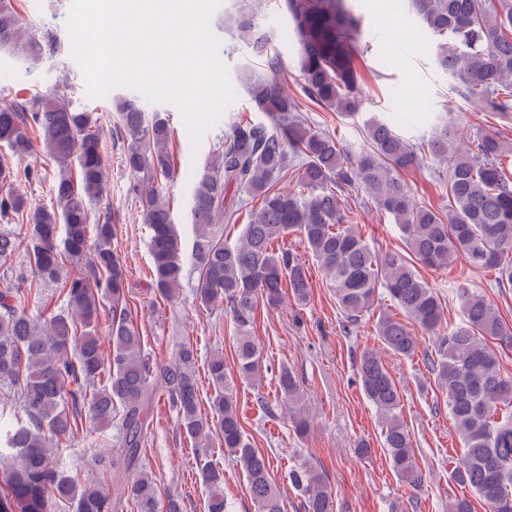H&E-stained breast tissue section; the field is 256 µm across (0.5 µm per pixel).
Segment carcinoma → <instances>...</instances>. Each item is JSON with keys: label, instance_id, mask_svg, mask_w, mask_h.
<instances>
[{"label": "carcinoma", "instance_id": "1", "mask_svg": "<svg viewBox=\"0 0 512 512\" xmlns=\"http://www.w3.org/2000/svg\"><path fill=\"white\" fill-rule=\"evenodd\" d=\"M232 2L224 20L236 28L251 57L267 59L270 74L245 67L250 101L264 119L233 122L214 146L213 158L195 173L190 201L196 302L205 309L228 306L236 324V369L228 371L220 353L207 364L224 452L242 470L257 512H284L270 461L246 442L233 395L237 382H252L261 368L260 348L247 330L256 303L279 305L285 286L299 303L309 296L305 264L293 252L274 248L275 242L296 234L328 279L346 333L373 310L382 290L432 336L429 371L445 390L462 446L453 477L479 496L486 512H512V375L502 373L496 351L482 343L491 337L512 347V325L467 286L463 271L456 280L463 322H448L439 294L414 268L416 261L447 268L462 258L469 270L495 271L496 287L512 285V172L501 166V156L512 154V146L500 132L488 130L450 152V135L442 132L428 149L429 156L449 161L448 210L417 205L401 172L424 158L390 121L367 120L368 146L354 153L336 137L305 126L299 115L305 100L344 116L362 105L354 65L360 20L343 7L344 0L281 4L296 24V97L282 86L277 57L268 54L272 32L262 27L263 0ZM411 7L425 23L437 66L458 80V92L486 112H512V0H411ZM58 49L53 31H31L12 0H0L1 53L17 51L32 68ZM115 112L125 145L123 164L137 179L132 191L150 229L153 283L172 300L183 261L163 198V182L175 173L170 127L162 119H148L137 96L117 98ZM0 143L21 154L39 148L59 167L55 203L29 209L18 172L0 166V219L28 224L29 266L41 280L62 283L69 309L35 319L25 312L31 289L0 290V384L17 408L11 418L0 411V512H58L62 502L76 504V512H122L127 502L137 512H182L179 498L161 499L155 482L139 469L152 396L159 391L167 396L179 427L196 446L207 449L212 429L200 414L193 348L178 343L170 360L154 362L130 318L127 270L112 249L114 224L91 209L106 188L98 117L66 96L16 98L0 107ZM232 188L240 195L233 207L226 204ZM348 190L363 193L399 224L409 254L369 246L356 231L354 217L342 208L340 196ZM253 200L259 206L247 211L238 242L231 246L217 239L212 225L221 219L238 223L240 211ZM17 248L14 235L0 231V259L11 258ZM64 256L83 259L85 265L69 275ZM103 301L112 308L104 338L94 325ZM376 335L399 356L418 353V339L408 324L390 315L380 314ZM105 341L112 347L107 358ZM355 365L378 414L392 470L409 487H420L423 474L393 377L368 349ZM277 381L285 404L298 400L300 383L290 368L281 367ZM80 404L98 425L119 421V447L110 456H97L98 465L117 477L134 472L120 481L114 496L93 481L80 483L64 475L54 458L59 440L76 430ZM201 478L208 491L207 512H226L223 471L208 462ZM289 478L303 496L304 512H335L324 473L303 463L289 471Z\"/></svg>", "mask_w": 512, "mask_h": 512}]
</instances>
